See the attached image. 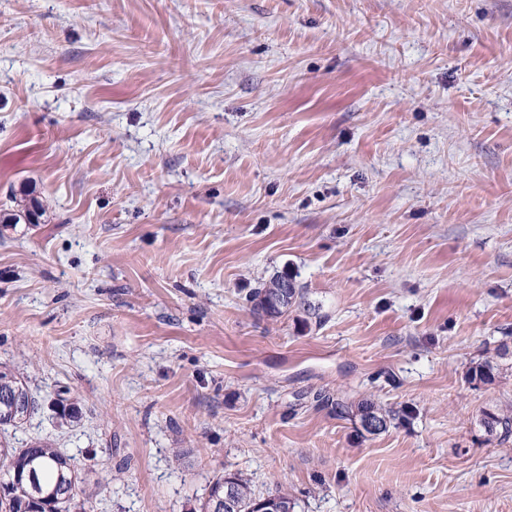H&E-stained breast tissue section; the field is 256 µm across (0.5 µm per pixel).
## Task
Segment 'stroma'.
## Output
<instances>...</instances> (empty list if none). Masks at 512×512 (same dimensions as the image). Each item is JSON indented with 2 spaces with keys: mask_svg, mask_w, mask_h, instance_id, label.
<instances>
[{
  "mask_svg": "<svg viewBox=\"0 0 512 512\" xmlns=\"http://www.w3.org/2000/svg\"><path fill=\"white\" fill-rule=\"evenodd\" d=\"M25 194L0 367L41 408L7 436L91 512H197L225 471L296 512H512L479 424L512 403V0H0V215ZM282 281H287L290 288H288L286 298L277 302V305H275L271 299L272 293L274 292L273 288H276ZM298 297H301V292L299 288L295 287L293 280L288 277L277 276L271 279L265 288H257L256 291L251 292L248 301L253 304V312L257 315L274 318L283 314L296 304Z\"/></svg>",
  "mask_w": 512,
  "mask_h": 512,
  "instance_id": "stroma-1",
  "label": "stroma"
}]
</instances>
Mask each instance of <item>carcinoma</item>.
<instances>
[{
	"mask_svg": "<svg viewBox=\"0 0 512 512\" xmlns=\"http://www.w3.org/2000/svg\"><path fill=\"white\" fill-rule=\"evenodd\" d=\"M40 205L31 200L4 219L6 224H37ZM301 292L292 279L278 276L263 288L249 294L253 312L259 316L277 317L290 309ZM500 373V364L486 359L470 368L468 377L491 383ZM39 403L24 378L0 371V428L8 430L24 425L37 412ZM486 432L512 435V405L485 410L480 418ZM237 488L232 512H253L255 501L262 495L255 492L252 480L243 473L219 475L210 481L200 512H211V505L224 498V479ZM92 493L85 487V478L74 459L55 447L48 437L36 438L24 448H15L7 439L0 440V512H86Z\"/></svg>",
	"mask_w": 512,
	"mask_h": 512,
	"instance_id": "1",
	"label": "carcinoma"
}]
</instances>
